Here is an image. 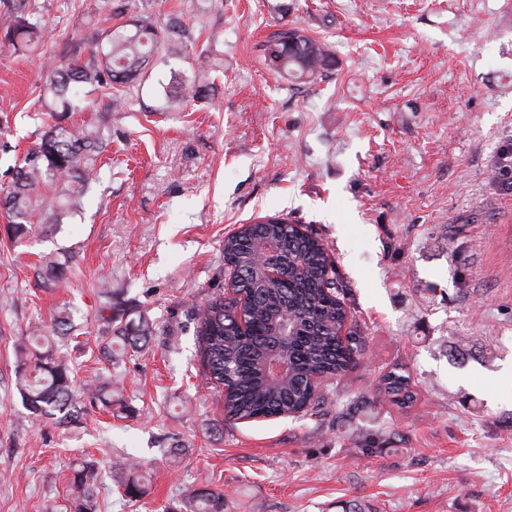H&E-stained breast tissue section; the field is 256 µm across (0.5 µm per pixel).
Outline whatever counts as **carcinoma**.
I'll list each match as a JSON object with an SVG mask.
<instances>
[{
	"mask_svg": "<svg viewBox=\"0 0 512 512\" xmlns=\"http://www.w3.org/2000/svg\"><path fill=\"white\" fill-rule=\"evenodd\" d=\"M213 7L208 0H180L177 17H195ZM47 29L24 16L22 7L0 13V43L18 53L45 43ZM258 57L271 73L296 84L308 85L330 76L336 59L328 44L302 27L282 25L257 46ZM181 56L186 45L171 32L157 28L144 15L127 24L111 27L95 37L67 45L60 56L44 64L40 98L46 117L38 129L34 147L17 167L0 209L8 215L7 237L19 242L32 225L58 229L81 212L83 197L95 180L99 159L112 143V126L102 120L78 124L73 112L87 109L77 89L91 87L106 94L97 111L106 115L124 103L122 89L144 76L150 59L159 52ZM283 267V279L271 284L263 260ZM326 250L313 235H301L281 215L265 216L240 227L224 238V266L234 272L235 292L243 294L247 330L237 322L236 300L218 296L194 310L197 336L207 380L228 388L224 418L251 421L304 413L317 408L326 395L312 389L310 377L334 378L352 369L360 352L361 337L345 330L350 311L340 297L339 283L327 273ZM71 255L52 251L40 258V276L51 284L66 281ZM99 318L103 321V353L119 360L143 348L152 334L153 322L142 309L120 306L112 289L99 294ZM72 316L61 309L53 319L48 337L35 336L17 348L16 380L29 412L48 416L63 425L79 422L86 405L107 411L119 406L112 381L100 380L78 391L67 362L56 355L50 338L70 335ZM288 334V377L277 379L268 366L278 354V337ZM384 392L404 405L413 401L410 377L396 363L382 375ZM123 469V495L131 500L147 493L138 465L117 462ZM94 473L87 467L74 471L76 491L70 512H95L97 501L91 486ZM187 512H224V494L206 487L194 489Z\"/></svg>",
	"mask_w": 512,
	"mask_h": 512,
	"instance_id": "1",
	"label": "carcinoma"
}]
</instances>
